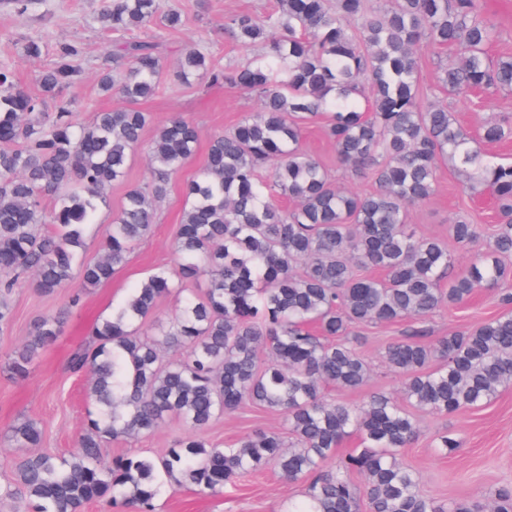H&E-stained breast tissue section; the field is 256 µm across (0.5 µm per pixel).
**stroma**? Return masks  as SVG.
Returning a JSON list of instances; mask_svg holds the SVG:
<instances>
[{"label": "stroma", "mask_w": 512, "mask_h": 512, "mask_svg": "<svg viewBox=\"0 0 512 512\" xmlns=\"http://www.w3.org/2000/svg\"><path fill=\"white\" fill-rule=\"evenodd\" d=\"M106 0H35L26 13L15 12L0 0V67L11 69L19 87L38 93L40 73L54 63L55 48L75 43L82 49L79 60L81 77L67 91L65 101L79 121H90L95 112L125 107L119 95L100 90L95 76L116 44L125 40L161 37L170 53L163 62L162 87L152 98L140 101L138 108L150 113L152 121L143 139L151 141L155 131L173 115L192 120L199 132V146L194 157L172 174L167 196L159 204L151 234L131 252L126 265L102 286L83 289L80 279H72L55 294H40L30 283H21L7 295L12 320L0 328V485L12 478L13 452L7 437L9 427L21 418L31 419L43 430V448L58 455H69L77 446L89 407L86 377L69 371L70 352L82 344L91 325L101 315L111 312L127 296L130 288L161 266L174 263L172 243L184 207V184L202 167L210 139L231 129L247 113L257 111L254 95L230 86L200 89L198 84L173 82L178 52L188 44L204 48L213 61L225 66L243 62L254 53L253 48L228 39L224 34L226 16L242 12L274 11L276 0H165V8L178 10L183 19L179 29L170 30L162 17H154L142 27L124 34L104 28L99 15ZM485 13L497 26V39L488 50L490 59L512 55V0H481ZM40 41L44 52L40 57L26 56L23 46L28 40ZM458 122L471 134L478 135L482 124L491 118L512 113V91L490 90L481 93H437ZM303 149L325 165L337 182L364 194L374 188L368 175L345 172L337 163L332 144L324 133L322 122H313L303 130ZM150 177L146 150L138 148L128 171L126 184H115L106 192V202L98 212L86 240L85 259L98 255L99 233L107 229L118 214L127 183H143ZM477 224L482 238L468 248L449 244L455 256L454 274L463 275L470 261L484 249L498 214L490 195L474 196L467 192L458 171L451 166L440 170L434 194L425 203L410 207L409 231L418 236L447 238L448 226L459 219ZM82 291L80 307H70L68 300ZM500 290V289H499ZM498 289H482L462 305L429 315L424 324L429 338L435 339L451 331H462L502 313ZM62 315L63 333L56 344L40 354L30 375L13 378L7 369L9 356L29 338L37 320L46 315ZM411 321L392 325H369L358 328L361 350L370 362L372 373L366 390L398 393L400 375L383 360L385 345L405 335ZM420 429L418 439L406 448L402 459L419 475L425 496L441 500L481 499L497 490L512 488V383L499 388L496 396L481 408L461 410L453 414H431L414 409ZM284 431L281 413L257 407L226 414L208 431L209 439L230 445L255 430ZM448 431L461 446L442 453L433 445L435 434ZM186 427L176 419L135 439L115 440L112 453L159 455L186 435ZM299 486L283 482L273 469L247 475L223 494L210 495L184 488L163 493L157 500L158 512H286L288 503L297 499Z\"/></svg>", "instance_id": "35a3bbf8"}]
</instances>
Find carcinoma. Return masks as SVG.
<instances>
[{"label": "carcinoma", "mask_w": 512, "mask_h": 512, "mask_svg": "<svg viewBox=\"0 0 512 512\" xmlns=\"http://www.w3.org/2000/svg\"><path fill=\"white\" fill-rule=\"evenodd\" d=\"M160 13L167 28L181 25V13L163 10V0H111L100 22L122 32ZM224 30L256 54L226 68L189 45L173 78L238 87L258 98L260 111L211 138L184 190L175 266L132 288L71 352L69 368L88 375L91 402L78 448L68 456L38 452V424L13 425L14 477L0 497L19 495L30 512H81L91 502L156 512L167 485L220 495L272 464L304 486L288 512H358L362 499L368 512H512L505 489L489 505L426 498L418 474L400 459L420 435L401 402L447 415L486 404L512 382V312L433 342L418 330L389 342L385 361L404 376L399 399L374 392L351 404L323 395L326 384L360 391L369 381L356 327L423 320L507 276L512 165L486 161L447 105L420 104L416 56L424 43L458 46L463 58L443 63L437 88L511 91L512 57L487 55L494 23L480 0H279L268 14L228 16ZM81 54L76 44L60 45L38 78V94L0 68V289L28 277L47 295L76 274L86 288L111 281L149 234L156 203L199 142L198 128L181 116L158 130L148 148L150 180L127 186L102 256L85 261L103 191L124 181L151 121L134 104L159 90L164 41H127L113 52L98 81L131 106L97 112L86 124L62 100L79 80ZM50 100L57 101L52 112ZM322 116L337 162L355 175L370 171L373 191L338 188L303 150L305 125ZM509 138V116L481 131L485 142ZM448 163L469 189L489 190L500 216L486 251L456 278L445 243L406 225L408 208L433 195L437 171ZM47 197L56 201L51 231L42 228ZM277 197L292 206L281 207ZM449 235L468 247L480 232L459 220ZM199 281L207 283L201 295L184 297L173 318H155L161 297ZM61 331L60 317L39 319L11 354L9 371L29 376ZM249 406L281 412L288 437L257 431L231 448L208 440L219 416ZM172 418L190 433L164 455L107 454L108 442ZM352 434L359 447L338 453ZM355 473L363 485L353 483Z\"/></svg>", "instance_id": "obj_1"}]
</instances>
